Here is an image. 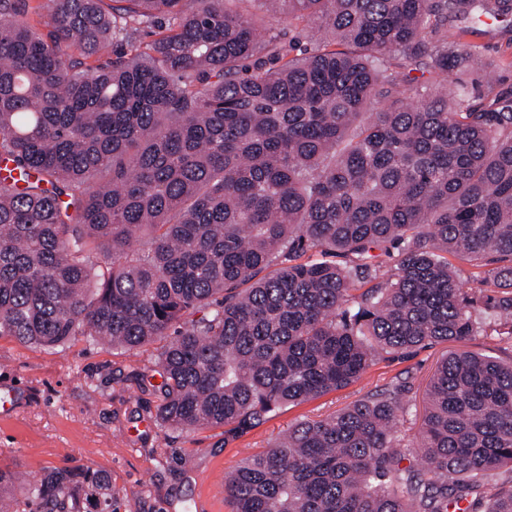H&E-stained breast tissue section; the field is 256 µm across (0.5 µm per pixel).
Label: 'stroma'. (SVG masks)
<instances>
[{"mask_svg":"<svg viewBox=\"0 0 512 512\" xmlns=\"http://www.w3.org/2000/svg\"><path fill=\"white\" fill-rule=\"evenodd\" d=\"M448 43L474 48L470 69L452 72L454 84L474 103L485 65L498 66L499 93L512 95V16L479 22L449 19ZM459 350L507 358L512 346L496 336L437 344L407 357L375 358L360 380L316 400L283 408L263 425L229 436L223 429L163 433L156 420L155 346L139 355L78 339L49 349L0 337V392L15 396L11 414L0 416V472L21 473L7 491L24 499L29 481L47 467H88L112 484V512H228L213 490L217 473L260 452L297 422L325 417L368 390L407 378L410 413L402 447L414 441L425 410L430 377L448 353Z\"/></svg>","mask_w":512,"mask_h":512,"instance_id":"obj_1","label":"stroma"}]
</instances>
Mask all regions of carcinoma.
Returning a JSON list of instances; mask_svg holds the SVG:
<instances>
[{"label":"carcinoma","mask_w":512,"mask_h":512,"mask_svg":"<svg viewBox=\"0 0 512 512\" xmlns=\"http://www.w3.org/2000/svg\"><path fill=\"white\" fill-rule=\"evenodd\" d=\"M0 0V336L162 341L157 422L243 434L341 390L374 357L512 340V97L448 17L512 0ZM278 12L318 42L296 51ZM167 23L151 45L141 27ZM101 64L89 59L105 53ZM433 81L418 99L386 63ZM398 250L383 277L365 259ZM314 251L318 258L307 253ZM479 268L466 288L448 256ZM408 381L304 419L224 477L231 512H512V361L444 358L413 453ZM0 512L112 501L91 468L47 467Z\"/></svg>","instance_id":"cac0c4a2"}]
</instances>
